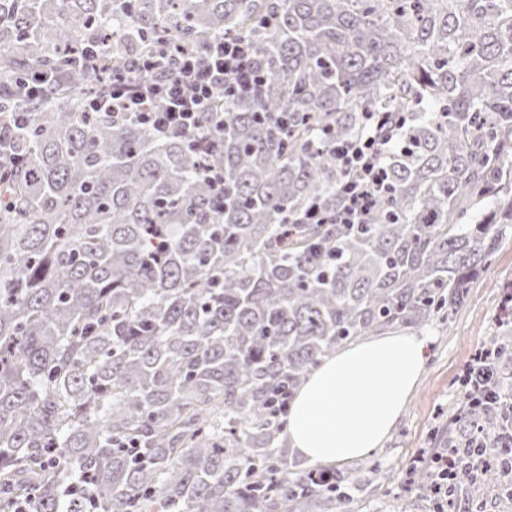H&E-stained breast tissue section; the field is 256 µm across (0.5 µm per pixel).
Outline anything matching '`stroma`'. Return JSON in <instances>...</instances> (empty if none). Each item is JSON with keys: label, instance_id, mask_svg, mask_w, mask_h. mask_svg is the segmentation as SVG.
<instances>
[{"label": "stroma", "instance_id": "stroma-1", "mask_svg": "<svg viewBox=\"0 0 512 512\" xmlns=\"http://www.w3.org/2000/svg\"><path fill=\"white\" fill-rule=\"evenodd\" d=\"M509 291L512 233L500 242L467 303L449 321L426 327L429 343L423 375L382 447L344 464L352 479L351 512H512V497L492 480L475 494L455 488L446 499L411 490L409 484L417 457L447 450L464 373L475 352L488 346L496 334L501 303Z\"/></svg>", "mask_w": 512, "mask_h": 512}]
</instances>
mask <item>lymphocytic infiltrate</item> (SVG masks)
<instances>
[{"instance_id":"f902f5d3","label":"lymphocytic infiltrate","mask_w":512,"mask_h":512,"mask_svg":"<svg viewBox=\"0 0 512 512\" xmlns=\"http://www.w3.org/2000/svg\"><path fill=\"white\" fill-rule=\"evenodd\" d=\"M263 85L262 71L248 42L224 36L203 51L182 50L174 57L133 59L112 77L101 95L88 99L93 113L129 112L157 136L189 135L200 156L216 145L217 125L208 121L213 101L220 95L256 97ZM366 130L357 138L338 142L334 154L345 178L338 188L336 224L368 223L377 199L389 191L381 163L384 149L398 144L400 119L370 113Z\"/></svg>"}]
</instances>
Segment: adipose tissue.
Returning a JSON list of instances; mask_svg holds the SVG:
<instances>
[{"instance_id": "adipose-tissue-1", "label": "adipose tissue", "mask_w": 512, "mask_h": 512, "mask_svg": "<svg viewBox=\"0 0 512 512\" xmlns=\"http://www.w3.org/2000/svg\"><path fill=\"white\" fill-rule=\"evenodd\" d=\"M425 336L391 331L325 359L293 398L286 437L307 462H347L380 448L425 366Z\"/></svg>"}]
</instances>
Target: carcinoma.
Segmentation results:
<instances>
[{"label": "carcinoma", "mask_w": 512, "mask_h": 512, "mask_svg": "<svg viewBox=\"0 0 512 512\" xmlns=\"http://www.w3.org/2000/svg\"><path fill=\"white\" fill-rule=\"evenodd\" d=\"M224 35L264 88L216 100L208 159L83 111L86 47L117 68ZM366 112L406 120L390 193L370 224L305 223L343 181L317 147ZM5 135L0 512H348L343 471L288 462V405L347 342L462 307L512 226V0H0ZM492 349L453 454L500 481L512 337Z\"/></svg>", "instance_id": "obj_1"}]
</instances>
